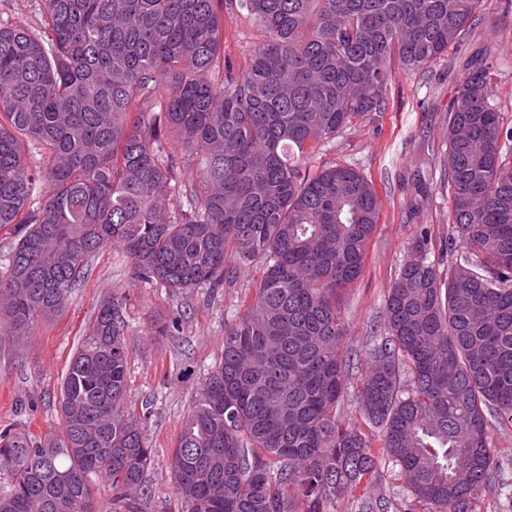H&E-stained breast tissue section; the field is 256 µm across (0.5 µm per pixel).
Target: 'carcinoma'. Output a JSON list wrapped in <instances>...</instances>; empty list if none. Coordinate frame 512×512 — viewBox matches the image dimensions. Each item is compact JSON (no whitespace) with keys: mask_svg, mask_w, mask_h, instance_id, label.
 I'll return each mask as SVG.
<instances>
[{"mask_svg":"<svg viewBox=\"0 0 512 512\" xmlns=\"http://www.w3.org/2000/svg\"><path fill=\"white\" fill-rule=\"evenodd\" d=\"M43 2L39 33L0 27V229L18 228L0 271L3 335L57 313L107 245L137 277L178 290L221 288L233 262L259 261L256 293L224 328L172 449L183 512H334L356 491L358 512H385L368 495L370 439L339 415L354 379L408 485L407 512H480L486 492L512 496L489 438L492 416L512 420V127L487 59L470 62L448 114V261L430 259L428 233L415 240L358 377L341 297L362 273L377 192L350 165L303 172L354 119L384 109L392 60L433 63L484 0H228L266 34L242 72L224 56L218 0ZM156 103L152 120L131 117ZM30 141L47 155L32 169ZM127 392L112 299L65 372L61 435L0 433V512H102L92 475L115 501L140 490L155 449Z\"/></svg>","mask_w":512,"mask_h":512,"instance_id":"obj_1","label":"carcinoma"}]
</instances>
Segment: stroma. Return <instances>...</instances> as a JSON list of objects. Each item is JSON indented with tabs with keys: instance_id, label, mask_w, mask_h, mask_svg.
Here are the masks:
<instances>
[{
	"instance_id": "35a3bbf8",
	"label": "stroma",
	"mask_w": 512,
	"mask_h": 512,
	"mask_svg": "<svg viewBox=\"0 0 512 512\" xmlns=\"http://www.w3.org/2000/svg\"><path fill=\"white\" fill-rule=\"evenodd\" d=\"M505 0H484L474 28L431 66L406 72L394 68L384 111L357 119L306 163L309 172L332 162L358 167L379 199L380 219L369 241L363 273L344 293L346 344L367 361L370 341L383 331L382 310L411 243L421 227L434 242L448 233V184L443 157L448 114L460 94L472 58L486 56L492 98L512 125V10ZM265 39L244 11L224 10V52L245 70L255 46ZM262 275L260 262L236 265L232 285L175 291L132 276L121 247L92 254L83 281L65 307L38 322L30 335L0 338V431L38 438L63 428L60 385L101 302L120 300L129 351L127 409L148 415L143 435L156 453L135 495L137 512H182L170 479V451L208 373L224 352V327L243 312ZM380 477L370 489L404 512L407 484L372 437Z\"/></svg>"
}]
</instances>
